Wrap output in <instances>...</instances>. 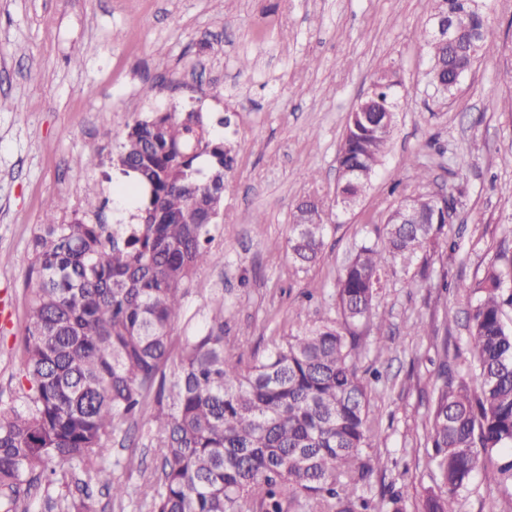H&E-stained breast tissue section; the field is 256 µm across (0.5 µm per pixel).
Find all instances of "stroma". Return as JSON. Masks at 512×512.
<instances>
[{"mask_svg":"<svg viewBox=\"0 0 512 512\" xmlns=\"http://www.w3.org/2000/svg\"><path fill=\"white\" fill-rule=\"evenodd\" d=\"M428 19L427 0H0V400L17 389L30 288L23 258L46 200H67L61 224L75 213L91 224L131 223L136 207L118 210L115 195L128 179L111 163L128 127L175 106L211 118L230 111L236 164L174 344L216 294L229 352L245 342L262 354L283 333L336 317L340 271L404 191L421 183L453 199L445 231L458 250L438 246L425 265L389 261L375 301L384 326L360 332L361 367L380 373L369 383L368 422L383 467L358 493L377 505L391 488L418 512L433 484L426 415L438 373L473 376L470 301L452 285L480 288L512 239V0H489L497 49L444 99L428 87ZM245 55L254 64L244 72ZM308 58L314 67H304ZM385 68L401 82L389 151L317 262L300 268L286 246L295 208L310 196L333 199L348 116ZM92 154L100 165H87ZM410 156L418 168H404ZM257 212L264 223H252ZM418 319L427 335L409 333ZM453 509L512 512V480L488 461Z\"/></svg>","mask_w":512,"mask_h":512,"instance_id":"stroma-1","label":"stroma"}]
</instances>
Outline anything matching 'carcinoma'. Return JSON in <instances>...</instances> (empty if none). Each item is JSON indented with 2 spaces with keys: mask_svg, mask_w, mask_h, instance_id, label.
Wrapping results in <instances>:
<instances>
[{
  "mask_svg": "<svg viewBox=\"0 0 512 512\" xmlns=\"http://www.w3.org/2000/svg\"><path fill=\"white\" fill-rule=\"evenodd\" d=\"M430 14L456 24L450 42L428 40L429 79L455 88L474 62L495 52L484 11L471 0H429ZM365 108L350 113L338 167L376 174L394 125L391 73L380 72ZM231 117L152 112L131 126L113 163L140 194L136 224H89L62 197L46 202L47 223L24 262L28 294L18 356L19 390L0 402V512H93L88 483L121 500L126 486L108 459L123 426L141 431L160 465L146 476V512H368L356 496L381 461L366 452L367 384L358 328L381 330L375 298L386 259L413 263L439 245L442 224H386L364 243L336 285L338 318L279 337L265 355L242 344L224 348V295L179 350L171 329L208 262L232 144L216 132ZM366 188L348 175L335 205ZM333 208L297 205L287 246L301 266L322 254ZM512 248L502 246L469 316L476 386L442 369L428 415L429 461L436 487L422 512H451L483 462L500 458L512 480ZM149 419H143L146 407Z\"/></svg>",
  "mask_w": 512,
  "mask_h": 512,
  "instance_id": "obj_1",
  "label": "carcinoma"
}]
</instances>
